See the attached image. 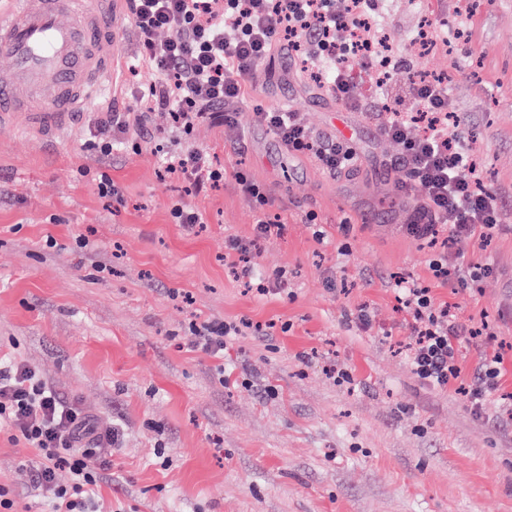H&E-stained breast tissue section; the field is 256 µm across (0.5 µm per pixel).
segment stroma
<instances>
[{
  "instance_id": "35a3bbf8",
  "label": "stroma",
  "mask_w": 512,
  "mask_h": 512,
  "mask_svg": "<svg viewBox=\"0 0 512 512\" xmlns=\"http://www.w3.org/2000/svg\"><path fill=\"white\" fill-rule=\"evenodd\" d=\"M379 23L416 70L448 75L500 198L504 224L487 243L448 246V266L491 265L469 287L435 279L431 247L404 232L420 191L397 190L384 113L342 106L288 49L248 78L234 132L205 121L106 157L87 147L94 102L52 145L0 133V356L33 364L98 424H121L99 488L106 512H512V419L497 399L477 412L414 374L398 350L408 318L394 291L416 280L435 303L488 324L504 357L499 391L512 393V0H387ZM425 25L437 39L419 53ZM456 25L460 38L439 41ZM284 94L316 135L356 149L358 171L332 177L285 151L260 119ZM163 145L204 150L223 182L188 194L163 174ZM238 171L282 226L251 261L286 274L287 294L257 296L224 261L225 240L250 241L258 216ZM108 180L121 202L103 193ZM177 203L202 214L197 235L176 224ZM207 318L265 333L229 337L219 361L186 344ZM328 359L350 381L329 378ZM38 463L0 427V486L18 493V512L50 510L30 480ZM235 177L243 196L253 206L258 207V209L262 211L263 207L268 205L269 203V199L267 198V196L264 193H262L259 187L252 181H250L243 172H236Z\"/></svg>"
}]
</instances>
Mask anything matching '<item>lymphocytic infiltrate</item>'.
Instances as JSON below:
<instances>
[{"label":"lymphocytic infiltrate","instance_id":"f902f5d3","mask_svg":"<svg viewBox=\"0 0 512 512\" xmlns=\"http://www.w3.org/2000/svg\"><path fill=\"white\" fill-rule=\"evenodd\" d=\"M138 44L133 66L160 73L158 83L141 90L136 107L105 112L97 121L94 149L111 155L119 139L148 132L152 115L167 113L172 128L190 132L208 121L228 128L236 124V107L247 93L248 77L289 44L303 53L301 71L336 101L352 109L371 107L389 114L386 135L399 147L395 168L421 189L407 233L437 244L450 239L491 237L502 224L498 195L484 187L472 148L442 78L414 76L403 85L393 73L410 72L407 57L392 52L379 24H366L378 0H128ZM166 39H158V32ZM374 86L371 101L355 95L348 56ZM269 130L292 153L312 157L323 172L336 175L359 166L356 151L342 141H326L302 124L296 113H264ZM166 174L195 192L223 182L224 171L206 152L194 149L163 153ZM396 299L410 319L408 359L414 373L441 389L456 388L476 408L498 389L504 358L484 353L479 371L462 380V349L478 334L450 305L435 304L428 287L414 280L396 284ZM249 320L230 326L219 320L192 325L190 348L223 358L227 337L250 328ZM0 420L12 438L38 452L35 484L49 499L52 512H102L96 487L112 472V450L120 426L99 431L92 417L61 397L29 363L0 362ZM68 470L69 484L57 483Z\"/></svg>","mask_w":512,"mask_h":512}]
</instances>
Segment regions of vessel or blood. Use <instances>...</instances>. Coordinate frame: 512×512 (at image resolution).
Returning a JSON list of instances; mask_svg holds the SVG:
<instances>
[{"mask_svg": "<svg viewBox=\"0 0 512 512\" xmlns=\"http://www.w3.org/2000/svg\"><path fill=\"white\" fill-rule=\"evenodd\" d=\"M125 0H6L0 5V129L54 141L106 89Z\"/></svg>", "mask_w": 512, "mask_h": 512, "instance_id": "vessel-or-blood-1", "label": "vessel or blood"}]
</instances>
